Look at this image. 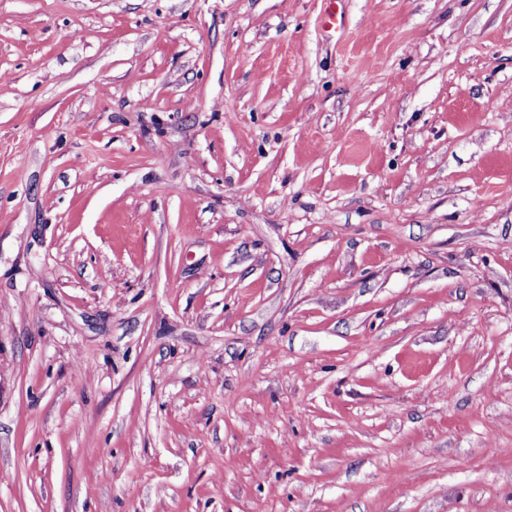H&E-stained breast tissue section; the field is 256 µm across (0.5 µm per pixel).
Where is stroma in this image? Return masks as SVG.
I'll list each match as a JSON object with an SVG mask.
<instances>
[{
    "instance_id": "35a3bbf8",
    "label": "stroma",
    "mask_w": 512,
    "mask_h": 512,
    "mask_svg": "<svg viewBox=\"0 0 512 512\" xmlns=\"http://www.w3.org/2000/svg\"><path fill=\"white\" fill-rule=\"evenodd\" d=\"M0 0V512H512V0Z\"/></svg>"
}]
</instances>
